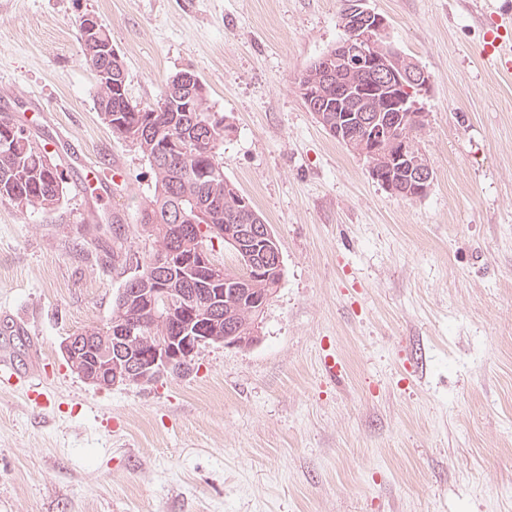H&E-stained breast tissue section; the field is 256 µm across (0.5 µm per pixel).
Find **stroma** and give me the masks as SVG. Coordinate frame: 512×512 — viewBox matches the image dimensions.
<instances>
[{
	"label": "stroma",
	"instance_id": "obj_1",
	"mask_svg": "<svg viewBox=\"0 0 512 512\" xmlns=\"http://www.w3.org/2000/svg\"><path fill=\"white\" fill-rule=\"evenodd\" d=\"M431 78L405 199L317 123L297 75L338 42L340 0H0V113L66 176L55 210L0 202V512H512V0H367ZM109 29L137 103L184 70L235 131L224 173L276 235L280 287L248 349L100 389L61 342L106 324L152 247L149 161L113 137L77 24ZM109 173L79 189L74 159ZM93 223H82L88 211ZM136 238L113 253L115 234Z\"/></svg>",
	"mask_w": 512,
	"mask_h": 512
}]
</instances>
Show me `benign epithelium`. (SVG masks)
<instances>
[{
    "label": "benign epithelium",
    "instance_id": "7a95c632",
    "mask_svg": "<svg viewBox=\"0 0 512 512\" xmlns=\"http://www.w3.org/2000/svg\"><path fill=\"white\" fill-rule=\"evenodd\" d=\"M88 35L93 46L91 58L101 76V67L115 55L112 41L99 31L93 16H88ZM343 37L329 49L310 72L296 80L300 97L311 104L313 115L322 119L326 106L324 99L336 89V137L342 138L343 124L352 120L361 126L358 141L345 140V146L366 158L374 180L385 189L396 191V185L407 186L408 198L425 196L433 181V171L414 137L400 131L405 119L413 120L415 127L425 126L427 113L418 107L417 98L428 93L430 79L425 71L385 43L386 19L366 7V0H346L341 20ZM368 72L374 81L364 84L357 79ZM173 91L182 98L184 111L200 112L205 89L191 72L182 73ZM235 251L244 255L247 267L240 281L252 283L249 252L243 250V239L228 238ZM252 297L248 290H223L214 293V300L206 308L168 305L166 313L156 312L154 300L133 295L143 312H151L164 330L162 336H148L141 324L127 316L116 317L100 328L97 336H70L61 351L72 369L87 383L110 389L119 385L149 384L170 370L177 362L191 363L201 345L218 337L199 335L202 322L219 314L230 325L236 318L224 310V301L243 304Z\"/></svg>",
    "mask_w": 512,
    "mask_h": 512
}]
</instances>
